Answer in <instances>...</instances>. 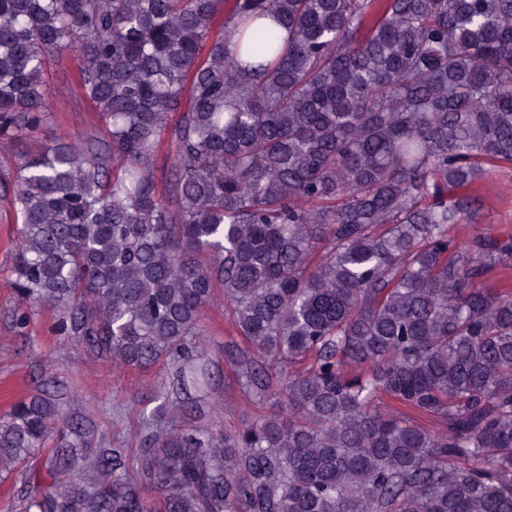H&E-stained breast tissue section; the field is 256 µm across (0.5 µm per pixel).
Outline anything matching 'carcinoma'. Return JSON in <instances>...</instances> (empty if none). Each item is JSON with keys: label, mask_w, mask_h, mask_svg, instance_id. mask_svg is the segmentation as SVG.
<instances>
[{"label": "carcinoma", "mask_w": 512, "mask_h": 512, "mask_svg": "<svg viewBox=\"0 0 512 512\" xmlns=\"http://www.w3.org/2000/svg\"><path fill=\"white\" fill-rule=\"evenodd\" d=\"M64 52L97 131L38 141ZM25 141L0 316L172 363L173 413L211 388L219 289L239 377L286 404L157 425L132 474L63 393L18 399L21 512H512V292L479 286L512 240L452 235L512 163V0H0V142Z\"/></svg>", "instance_id": "1"}]
</instances>
